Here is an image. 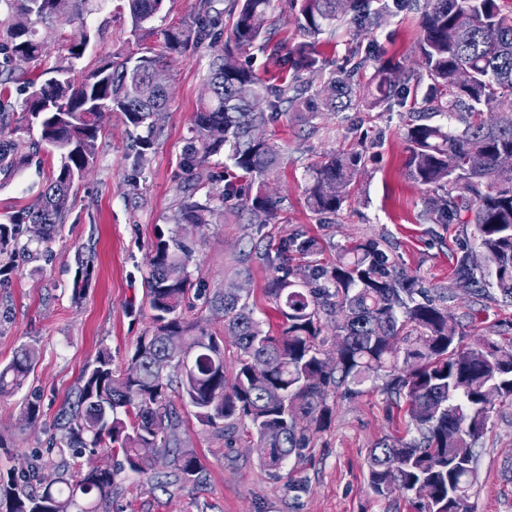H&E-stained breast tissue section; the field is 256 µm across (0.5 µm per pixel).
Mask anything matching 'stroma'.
Instances as JSON below:
<instances>
[{"label": "stroma", "mask_w": 512, "mask_h": 512, "mask_svg": "<svg viewBox=\"0 0 512 512\" xmlns=\"http://www.w3.org/2000/svg\"><path fill=\"white\" fill-rule=\"evenodd\" d=\"M198 0H165L149 21L152 35L133 31L125 0H103L87 19L91 43L76 66L85 75L106 56H134L157 47V30L189 20ZM421 0L381 15L365 38L378 55L394 59L407 71L418 68L415 50ZM208 48L169 56V102L158 121L152 149L137 158L133 132L121 113L107 115L98 139L92 171L76 180L70 210L52 255L19 256L0 277V365L9 363L25 344H37L40 356L21 393L0 397V470H21L40 453L46 471L58 459L56 418L73 398L77 382L98 351L110 349L116 368H124L138 336L150 328L151 310L145 276L149 252L159 233H171L173 214L182 198V149L193 114L202 100L209 73ZM409 122L407 106L358 112H321L314 116L285 112L263 127L265 138L283 151L280 169L265 190L288 212L282 224L257 226L234 215L236 200L225 202L229 216L221 224L188 228L194 241L189 272L194 287L183 313L206 332L223 338L224 314L212 300L224 287L241 288L256 318L275 320L263 292L271 275L252 242L279 241L297 231L314 237L329 264L350 241L377 240L397 266L427 289L447 288L462 249L477 250L471 224H435L425 218L428 193L405 174ZM369 143L368 159L356 176L349 200L330 223H317L305 204L308 167L327 152H349ZM56 155L30 158L7 178L0 177V224L33 204L53 170ZM94 257L92 278L74 297L76 252ZM457 331L468 343L494 342L512 348V307L494 298L459 293L449 305ZM384 381L364 385L363 395L334 396L329 428L319 433L303 459H289L286 470L309 480L308 493L293 496L285 480L269 478L259 463L257 436L249 423L239 427L233 446L223 433L201 425L178 388L170 399L181 413V447L193 449L203 465V481L174 493L151 488L146 477L122 473L110 512H414L404 500L376 496L367 481L368 452L376 443L405 434L404 409L387 401ZM38 393L40 414L26 423L25 395ZM477 480L471 489L472 512H512V399L496 400L483 433L475 442Z\"/></svg>", "instance_id": "stroma-1"}]
</instances>
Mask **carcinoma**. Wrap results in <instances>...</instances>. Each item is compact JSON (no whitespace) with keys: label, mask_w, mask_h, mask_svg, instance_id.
Wrapping results in <instances>:
<instances>
[{"label":"carcinoma","mask_w":512,"mask_h":512,"mask_svg":"<svg viewBox=\"0 0 512 512\" xmlns=\"http://www.w3.org/2000/svg\"><path fill=\"white\" fill-rule=\"evenodd\" d=\"M128 2L139 28L164 0ZM213 2L199 0L190 22L157 32L167 53L206 41L211 49V94L194 114L180 159L191 188L173 223L221 224L222 202L231 198L240 201L249 223H280V201L254 184L277 171L281 150L255 139L254 132L282 108L314 115L411 99L418 116L405 132L406 175L441 192L427 208L435 223L476 226L480 264L473 253L462 252L452 287L431 296L375 240L342 248L336 262L325 266L315 259L314 238L303 232L286 237L262 253L274 271L264 291L281 319L277 330L254 317L236 286L215 296L239 349L229 371L223 344L182 313L192 286V244L175 232L158 237L148 259L152 328L138 337L123 369L114 367L109 349L99 351L82 373L74 400L61 409L53 476L44 477L36 458L20 476L0 475V512H109L116 477L126 471L147 477L154 488L198 483V456L179 447L182 417L168 400L174 383L199 423L220 430L227 444L234 442L235 425L249 421L262 448L261 465L280 479L288 459L303 456L331 424L328 396L340 388L348 397L358 395L360 386L379 375L385 376L388 399L405 401L407 429L418 436L384 440L369 450L370 487L385 499L413 498L415 512H470L473 442L486 428L494 400L512 396V350L491 342L463 344L448 326V302L459 289L481 298L484 285L493 282L502 302L512 305V166L501 164L503 156L512 157V113L480 119L512 96V13H503L498 0H427L416 43L422 73L406 75L392 59L359 47L381 13L404 8L406 0L384 2L375 12L372 0H289L304 40L284 53L269 48L266 39L271 0H228L234 22L222 44L213 39ZM101 7V0H0V96L7 84L24 78L17 57L37 62L48 56L38 27L59 14L78 24V34L66 40L63 56L48 69L51 77L26 103L39 138L7 137L9 115L0 107V175L10 176L22 158L41 149L58 156L37 202L0 224V259L32 245L50 252L74 182L94 163L106 115L120 112L133 127L154 133L155 115L166 109L167 93L152 79L166 67L151 47L75 78V63L90 41L84 20ZM344 25L357 47L344 67L325 78L316 39ZM267 50L278 66L296 73L293 81L268 84L241 63V57ZM372 65L374 77L364 84L360 75ZM300 74L308 78L300 80ZM259 100L266 108L256 107ZM437 116L446 124L432 122ZM224 151L239 172L236 180L224 183L217 204L210 197L195 199L209 159ZM367 151L364 146L328 153L310 166L306 202L318 219L341 211ZM30 224L42 225V236L22 244ZM339 314L343 321L334 334H324ZM37 356L38 347L25 344L0 367V397L23 386ZM104 446L120 460L105 472H83L79 458L85 450Z\"/></svg>","instance_id":"obj_1"}]
</instances>
